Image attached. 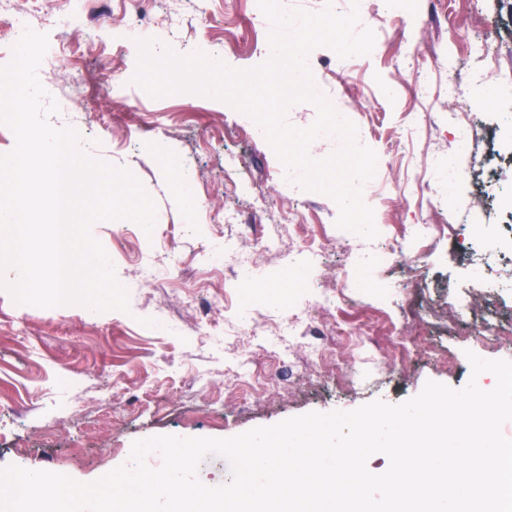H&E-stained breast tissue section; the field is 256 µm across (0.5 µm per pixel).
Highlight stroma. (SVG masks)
<instances>
[{
  "label": "stroma",
  "instance_id": "1",
  "mask_svg": "<svg viewBox=\"0 0 512 512\" xmlns=\"http://www.w3.org/2000/svg\"><path fill=\"white\" fill-rule=\"evenodd\" d=\"M21 6L48 34L50 47L78 55L86 69L80 102L68 114L51 116V124L74 127L84 152L128 168L154 200L157 219L148 240L136 238L135 228L122 220L92 227L129 292V312L91 318L79 304L18 305L0 289V468L50 470L92 482L129 463L137 440L226 438L313 411H350L377 399L397 404L419 394L430 380L463 388L471 377L467 352L512 360L511 341L482 346L469 325L448 327L439 314L449 292L482 291L470 278L461 239H441L427 258L419 272L432 285L425 293L413 288L416 272L405 260L377 254L378 248L395 244L401 225L420 220L416 202L397 196L415 179L431 187V223H448V188L434 181L433 172L435 159H447L454 144L452 130L440 118L467 109L479 97L467 73L478 66L481 53L512 43V0H461L452 23L441 31L397 13L391 0H359L361 26H368L374 12L385 22L372 52L344 60L323 47L309 54L325 74L321 92L341 105L358 127L359 142L378 156L376 174L363 188L379 230L371 243L336 227L338 209L330 198L282 177V164L266 140L255 137L249 117L194 93L153 98L132 82L137 53L126 35L130 25L140 23L150 25L153 37L178 54L206 43L231 67L261 64L270 26L257 0H98L77 36L46 24L66 10L65 0H22ZM409 41L438 46L454 59L456 95H449L448 77L435 67L426 72L432 84L428 99L415 100L407 89L393 95V88L410 77L404 55ZM182 164L196 173L193 188L201 205L193 211L183 209L176 193ZM254 196L264 200V212L252 211ZM228 210L247 215L246 225L217 224L216 215ZM297 210L316 226L322 244L316 263L323 274L308 278L307 287L331 286L352 271L355 253L365 256L366 266L352 271L357 295L351 303L326 313L309 311L287 339L288 357L279 359L262 320L276 314L300 286L287 281L273 259H258L245 281L228 268L212 271L208 255L227 246L243 248L244 226L258 236L269 216ZM159 245L168 253L167 264L160 266L155 263ZM144 265L155 266L156 284L138 278ZM179 272L188 278L187 295L214 297L223 305L218 336L191 333V312L169 283ZM383 284L404 288L422 312L406 331L409 343L420 349L412 365L389 355L391 330L379 299ZM242 312L259 322L246 345L236 330ZM369 319L378 322L377 333L355 344L332 330L336 321L355 330ZM312 336L325 344L329 360L345 362L367 387L351 392L336 379L307 385L311 360L304 343ZM244 363L258 377L246 412L223 388ZM103 389L111 392V405L100 403Z\"/></svg>",
  "mask_w": 512,
  "mask_h": 512
}]
</instances>
